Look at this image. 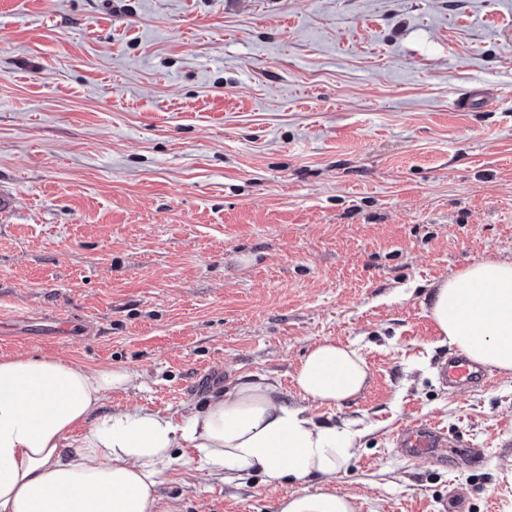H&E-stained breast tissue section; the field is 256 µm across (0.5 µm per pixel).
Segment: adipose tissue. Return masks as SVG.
<instances>
[{"label":"adipose tissue","instance_id":"1","mask_svg":"<svg viewBox=\"0 0 512 512\" xmlns=\"http://www.w3.org/2000/svg\"><path fill=\"white\" fill-rule=\"evenodd\" d=\"M429 310L441 344L512 372V261L482 260L440 280ZM134 379L58 357L0 360V512H168L156 487L174 465L298 484L279 512H356L336 478L362 432L309 412L363 391L368 368L352 346L322 340L309 350L293 376L300 406L249 382L178 416L105 410L107 393Z\"/></svg>","mask_w":512,"mask_h":512}]
</instances>
